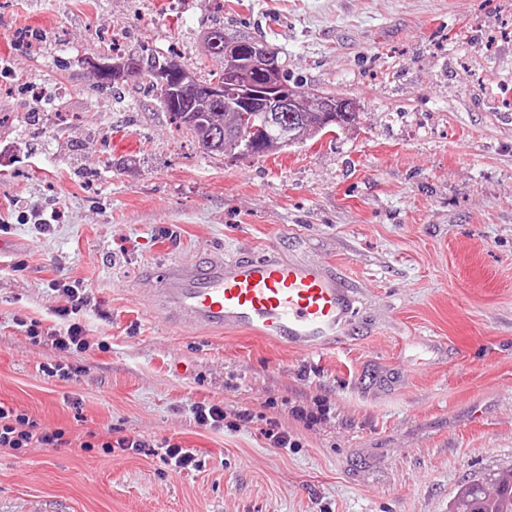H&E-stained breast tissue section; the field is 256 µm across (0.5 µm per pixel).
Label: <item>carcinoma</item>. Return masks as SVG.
Instances as JSON below:
<instances>
[{
	"label": "carcinoma",
	"instance_id": "cac0c4a2",
	"mask_svg": "<svg viewBox=\"0 0 512 512\" xmlns=\"http://www.w3.org/2000/svg\"><path fill=\"white\" fill-rule=\"evenodd\" d=\"M247 35H229L222 26L208 32V52L215 58H224V44L245 39ZM278 79L292 89L295 95L308 103L305 112H250L227 96L220 100H208L195 94L198 85L188 78L181 88L183 111L174 112L170 107L171 92L164 87L160 74L173 66L172 62L151 60L144 64L133 58L112 65V79L99 80L114 87L122 83V71L134 65L138 76L149 78L157 101L181 128L192 134L201 146L210 153L231 156L237 159L260 156L274 148L287 150L297 147L309 138L324 136L335 130H345L356 119L354 112H338L336 118L328 119L320 111L325 94L305 89L288 76L286 60L278 58ZM239 83L249 89L258 90L259 81L255 71L247 64L237 65ZM449 512H512V471L489 476H476L459 486L449 506Z\"/></svg>",
	"mask_w": 512,
	"mask_h": 512
}]
</instances>
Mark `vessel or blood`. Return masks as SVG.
Instances as JSON below:
<instances>
[{
  "instance_id": "vessel-or-blood-1",
  "label": "vessel or blood",
  "mask_w": 512,
  "mask_h": 512,
  "mask_svg": "<svg viewBox=\"0 0 512 512\" xmlns=\"http://www.w3.org/2000/svg\"><path fill=\"white\" fill-rule=\"evenodd\" d=\"M155 309L174 324H197L287 344L313 356L346 345L355 296L330 268L277 249L250 259L210 254L173 261L146 277Z\"/></svg>"
}]
</instances>
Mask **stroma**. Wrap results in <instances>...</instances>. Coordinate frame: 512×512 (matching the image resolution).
I'll return each instance as SVG.
<instances>
[{
	"label": "stroma",
	"instance_id": "35a3bbf8",
	"mask_svg": "<svg viewBox=\"0 0 512 512\" xmlns=\"http://www.w3.org/2000/svg\"><path fill=\"white\" fill-rule=\"evenodd\" d=\"M218 25L353 101L352 129L234 160L147 80L97 84L120 56L206 79ZM0 218V401L70 441L0 454V512H448L512 470V0H0ZM273 246L361 292L345 347L174 329L139 291L145 268ZM57 282L94 297L76 382L44 377L59 354L15 323L52 327ZM203 401L223 430L195 425ZM91 431L171 438L199 467L83 449ZM191 413L194 423L204 429L224 428V408L220 405L196 402Z\"/></svg>",
	"mask_w": 512,
	"mask_h": 512
}]
</instances>
